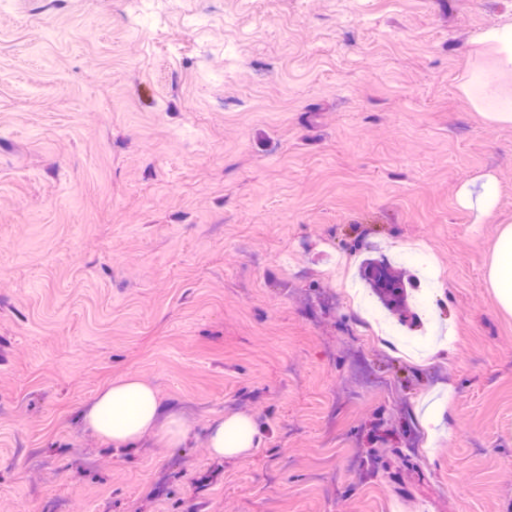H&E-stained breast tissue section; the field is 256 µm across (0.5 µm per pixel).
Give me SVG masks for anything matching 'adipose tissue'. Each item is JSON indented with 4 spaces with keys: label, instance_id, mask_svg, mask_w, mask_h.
Listing matches in <instances>:
<instances>
[{
    "label": "adipose tissue",
    "instance_id": "adipose-tissue-1",
    "mask_svg": "<svg viewBox=\"0 0 512 512\" xmlns=\"http://www.w3.org/2000/svg\"><path fill=\"white\" fill-rule=\"evenodd\" d=\"M477 52L489 56L492 66L478 79L481 94H473L471 83L463 90L475 111L497 124H512V98L502 96L501 77L512 74V22L481 30L475 40ZM488 282L498 305L512 312V225H502L488 268ZM87 427L113 447L122 448L142 436L174 444L186 437L188 428L175 414L163 415L159 394L138 377L127 376L105 383L82 414ZM257 427L251 418L230 415L214 421L207 433L213 456H239L255 446Z\"/></svg>",
    "mask_w": 512,
    "mask_h": 512
}]
</instances>
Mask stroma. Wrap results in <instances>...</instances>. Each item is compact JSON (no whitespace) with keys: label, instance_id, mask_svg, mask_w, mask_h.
<instances>
[{"label":"stroma","instance_id":"obj_1","mask_svg":"<svg viewBox=\"0 0 512 512\" xmlns=\"http://www.w3.org/2000/svg\"><path fill=\"white\" fill-rule=\"evenodd\" d=\"M126 8H0V512H512V313L487 280L512 125L461 90L512 0H163L148 33ZM475 183L491 216L460 201ZM387 244L442 282L420 324L447 360L350 295ZM127 375L183 442L84 425ZM232 413L256 446L215 458Z\"/></svg>","mask_w":512,"mask_h":512}]
</instances>
